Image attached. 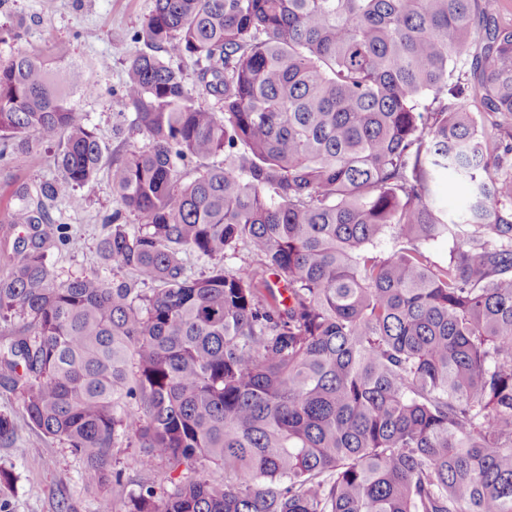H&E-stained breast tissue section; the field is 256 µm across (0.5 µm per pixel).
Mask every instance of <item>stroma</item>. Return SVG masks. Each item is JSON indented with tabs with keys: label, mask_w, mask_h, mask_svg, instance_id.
Returning <instances> with one entry per match:
<instances>
[{
	"label": "stroma",
	"mask_w": 512,
	"mask_h": 512,
	"mask_svg": "<svg viewBox=\"0 0 512 512\" xmlns=\"http://www.w3.org/2000/svg\"><path fill=\"white\" fill-rule=\"evenodd\" d=\"M153 7L152 0H0V29L17 28L18 40L0 43V61L18 53L36 54L75 77V100L88 124L109 146L130 141L141 146L142 134L129 128L133 109L123 98L122 83L128 59L140 43V31ZM91 93H84V86ZM58 174L53 152L39 145L27 154L0 162V271L14 260L13 242L27 235L22 225L5 223L20 185H35ZM82 209L56 203L52 215L59 223V236L78 239L80 248L56 244L48 250V263L59 280L90 271L111 277L112 264L100 254L99 242L108 233L103 215L116 208V196L108 171H100L95 181L77 188ZM0 413L15 422L17 437L0 446V470L12 473L13 481L0 488V512H95L98 499H110L116 512H125L130 495L140 485L156 491L170 486L171 473L164 462L153 470H140L134 463L138 448L120 443L113 453L124 471L122 485L87 488L82 459L58 440L41 435L29 423L16 394L0 385Z\"/></svg>",
	"instance_id": "1"
}]
</instances>
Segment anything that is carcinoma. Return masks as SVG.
I'll use <instances>...</instances> for the list:
<instances>
[{
  "mask_svg": "<svg viewBox=\"0 0 512 512\" xmlns=\"http://www.w3.org/2000/svg\"><path fill=\"white\" fill-rule=\"evenodd\" d=\"M153 2L123 85L142 147L103 142L47 61L0 65V159L33 136L58 170L5 216L31 233L0 381L90 487L124 438L144 470L224 469L127 512H512V26L491 0ZM105 166L116 273L59 282L41 227ZM439 239L470 250L436 265ZM440 191L445 203L448 204V214L454 215L462 209L466 187L454 171L448 170V174L445 175L440 186Z\"/></svg>",
  "mask_w": 512,
  "mask_h": 512,
  "instance_id": "carcinoma-1",
  "label": "carcinoma"
}]
</instances>
